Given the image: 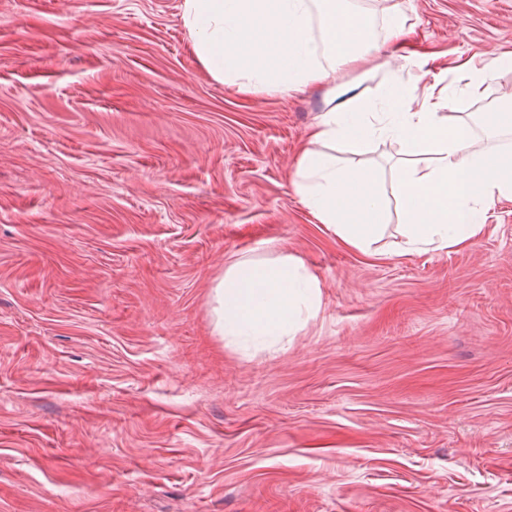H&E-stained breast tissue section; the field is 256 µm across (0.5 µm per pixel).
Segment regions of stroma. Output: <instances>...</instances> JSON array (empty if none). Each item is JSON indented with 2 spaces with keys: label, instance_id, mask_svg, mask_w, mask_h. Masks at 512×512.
<instances>
[{
  "label": "stroma",
  "instance_id": "obj_1",
  "mask_svg": "<svg viewBox=\"0 0 512 512\" xmlns=\"http://www.w3.org/2000/svg\"><path fill=\"white\" fill-rule=\"evenodd\" d=\"M182 0H0V512H512V200L464 250L370 252L290 178L328 84L214 82ZM447 69L512 52V0H412ZM367 104L428 86L384 29ZM400 147L343 165L388 186ZM292 256L316 314L274 344L214 329L237 261Z\"/></svg>",
  "mask_w": 512,
  "mask_h": 512
}]
</instances>
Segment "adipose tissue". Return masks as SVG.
I'll return each mask as SVG.
<instances>
[{
  "label": "adipose tissue",
  "mask_w": 512,
  "mask_h": 512,
  "mask_svg": "<svg viewBox=\"0 0 512 512\" xmlns=\"http://www.w3.org/2000/svg\"><path fill=\"white\" fill-rule=\"evenodd\" d=\"M182 19L197 61L216 82L239 91L294 94L323 83L321 53L366 70L378 43L367 15L347 0H183ZM387 120L377 125L356 87L332 88L327 109L306 132L294 185L317 223L347 247L368 252L395 200L403 220L399 253L463 249L489 230V211L512 200V146L488 145L464 121L449 123L455 100L441 93L402 95L388 86ZM392 138L402 158L389 191L365 171L340 166L335 147L362 151ZM320 283L292 258L232 264L214 288L215 328L227 336L269 339L288 333L302 312H316Z\"/></svg>",
  "instance_id": "1"
}]
</instances>
